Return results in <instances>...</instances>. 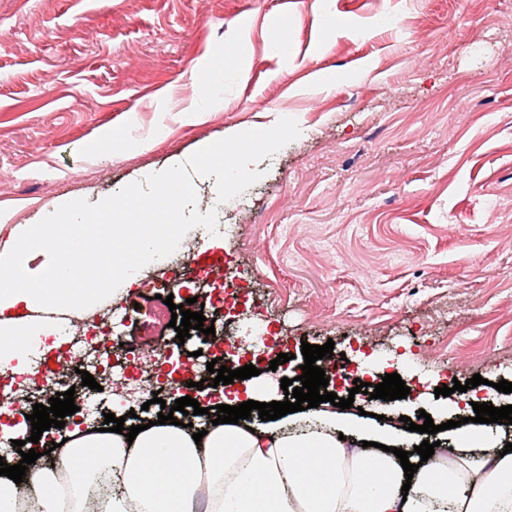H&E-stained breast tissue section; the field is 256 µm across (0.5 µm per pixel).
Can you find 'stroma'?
I'll return each instance as SVG.
<instances>
[{"label":"stroma","instance_id":"stroma-1","mask_svg":"<svg viewBox=\"0 0 512 512\" xmlns=\"http://www.w3.org/2000/svg\"><path fill=\"white\" fill-rule=\"evenodd\" d=\"M296 119L185 243L246 277L243 364L275 336L437 387L512 382V0H0V212L97 203L225 133Z\"/></svg>","mask_w":512,"mask_h":512}]
</instances>
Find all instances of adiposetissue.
Wrapping results in <instances>:
<instances>
[{"label":"adipose tissue","instance_id":"1","mask_svg":"<svg viewBox=\"0 0 512 512\" xmlns=\"http://www.w3.org/2000/svg\"><path fill=\"white\" fill-rule=\"evenodd\" d=\"M49 224H10L0 217V332L25 333L29 342L51 337L44 312L62 308L47 285L72 275L46 241ZM96 295L75 293L66 308L92 305ZM315 432L293 435L280 422L213 428L202 443L186 429L154 425L134 441L115 432H72L61 450L70 498L45 495L40 512H84V488L97 471L123 491L100 500L99 512H512V452L502 453L479 428L457 435L458 450L433 456L406 477L393 450L404 435L367 431L375 449L348 452L343 439L355 421L315 411ZM477 449L480 460L463 456Z\"/></svg>","mask_w":512,"mask_h":512}]
</instances>
